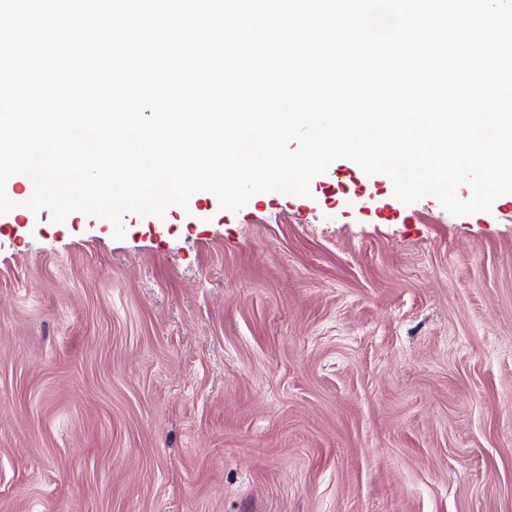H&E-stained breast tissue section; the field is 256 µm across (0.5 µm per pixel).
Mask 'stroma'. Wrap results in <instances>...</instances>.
Masks as SVG:
<instances>
[{
    "mask_svg": "<svg viewBox=\"0 0 512 512\" xmlns=\"http://www.w3.org/2000/svg\"><path fill=\"white\" fill-rule=\"evenodd\" d=\"M365 179L0 223V512H512V194Z\"/></svg>",
    "mask_w": 512,
    "mask_h": 512,
    "instance_id": "1",
    "label": "stroma"
}]
</instances>
